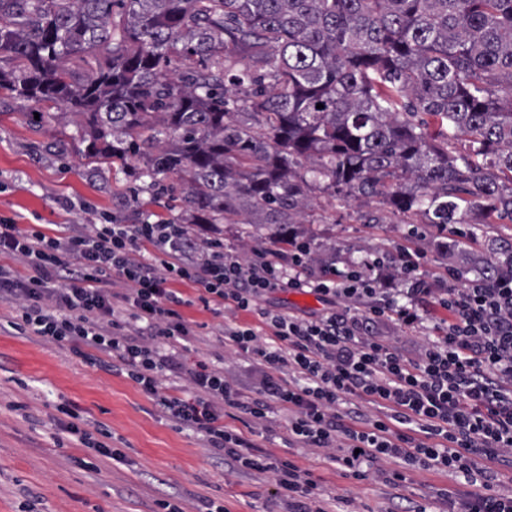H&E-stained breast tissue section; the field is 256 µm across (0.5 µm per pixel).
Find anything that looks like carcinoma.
Segmentation results:
<instances>
[{
    "mask_svg": "<svg viewBox=\"0 0 512 512\" xmlns=\"http://www.w3.org/2000/svg\"><path fill=\"white\" fill-rule=\"evenodd\" d=\"M0 90L81 118L91 163L143 160L189 224L287 242L313 188L512 222V0H0Z\"/></svg>",
    "mask_w": 512,
    "mask_h": 512,
    "instance_id": "1",
    "label": "carcinoma"
}]
</instances>
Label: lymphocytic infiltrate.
<instances>
[{"mask_svg": "<svg viewBox=\"0 0 512 512\" xmlns=\"http://www.w3.org/2000/svg\"><path fill=\"white\" fill-rule=\"evenodd\" d=\"M144 243L160 251V262L142 255ZM0 256L29 270L24 276L0 265V300L15 305V331L66 346L86 361L104 355V368L126 372L158 397L177 426L201 433L241 468L273 474L288 512H327L317 481L226 425L232 412L249 414L265 431L279 409L290 446L326 451L354 477H361L362 463L383 460L394 463L397 486L416 468L448 472L468 486L463 512H512V493L492 484L494 466L512 459V254L470 278L450 267L422 278L427 255L416 248L401 249L392 275L332 264L314 274L309 244L296 239L287 253L265 249L247 265L219 245L197 251L181 224H69L49 236L5 220ZM396 277L407 284V304L391 294ZM175 281L201 287L203 302L258 314L269 330L265 346L250 325L221 330L226 347L255 362L260 382L251 392L223 369L181 362L197 332L176 309ZM303 288L331 300L333 310L305 319L257 305L267 294ZM432 307L447 316L417 358L367 333L384 319L419 330ZM169 372L187 378L192 399L160 395ZM363 396L378 415L338 412L340 400Z\"/></svg>", "mask_w": 512, "mask_h": 512, "instance_id": "obj_1", "label": "lymphocytic infiltrate"}]
</instances>
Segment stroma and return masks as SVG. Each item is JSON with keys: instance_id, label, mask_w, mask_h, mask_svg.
Instances as JSON below:
<instances>
[{"instance_id": "35a3bbf8", "label": "stroma", "mask_w": 512, "mask_h": 512, "mask_svg": "<svg viewBox=\"0 0 512 512\" xmlns=\"http://www.w3.org/2000/svg\"><path fill=\"white\" fill-rule=\"evenodd\" d=\"M77 117L51 104L0 97V219L37 224L55 234L66 224L182 222L180 202L150 187L139 174L140 162L99 166L80 155ZM304 230L316 262L331 260L365 266L382 258L398 262V249L417 247L428 255L426 272L454 267L477 274L490 260L512 252V224H484L471 214L476 246L441 249L437 228L411 215L395 214L374 199L332 197L315 191ZM189 234L202 248L223 243L242 254L263 249L265 240L245 224H191ZM185 298L178 311L196 325L200 339L185 358L224 368L241 387L252 388V361L225 349L219 330L233 322L259 326L257 315L228 307L205 306L192 284L176 283ZM261 307L282 314L311 316L330 306L311 293L286 290L268 295ZM15 310L0 301V512H162L159 503L176 501L183 512H203L204 501L225 512H288L276 493L272 474H255L227 464L202 435L167 419L159 396L144 393L127 375L81 361L68 347L37 336H22L9 322ZM80 415L91 434L106 432L109 446L124 462L98 456L77 442L57 446L69 418ZM288 422L279 418L275 432L256 443L276 458L311 470L330 512H452L449 495L462 478L417 470L400 487L385 475L390 465L368 466L366 479L343 475L339 465L313 451L289 447ZM96 469L83 467V460Z\"/></svg>"}]
</instances>
